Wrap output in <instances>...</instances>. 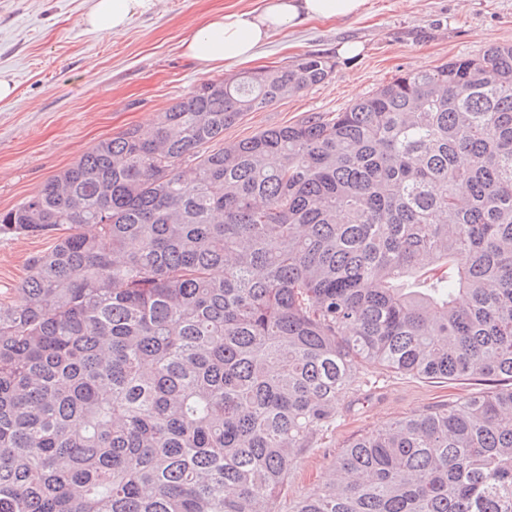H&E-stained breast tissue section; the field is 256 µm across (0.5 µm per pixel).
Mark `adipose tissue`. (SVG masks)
I'll use <instances>...</instances> for the list:
<instances>
[{
	"instance_id": "obj_1",
	"label": "adipose tissue",
	"mask_w": 512,
	"mask_h": 512,
	"mask_svg": "<svg viewBox=\"0 0 512 512\" xmlns=\"http://www.w3.org/2000/svg\"><path fill=\"white\" fill-rule=\"evenodd\" d=\"M368 0H263L262 7L231 11L196 27L183 42V53L201 71L230 70L253 61L279 31L313 19L361 16ZM154 0H93L83 22L88 29L118 34Z\"/></svg>"
}]
</instances>
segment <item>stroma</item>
Masks as SVG:
<instances>
[{"label": "stroma", "instance_id": "35a3bbf8", "mask_svg": "<svg viewBox=\"0 0 512 512\" xmlns=\"http://www.w3.org/2000/svg\"><path fill=\"white\" fill-rule=\"evenodd\" d=\"M259 0H155L122 33L87 31L92 0H0V74L17 89L0 101V210L36 193L95 142L146 126L178 98L224 72H199L181 43L213 14L249 10ZM357 42L354 57L340 45ZM492 44H512V0H369L365 16L316 20L272 36L258 67L280 66L318 52L333 63L329 78L246 113L224 131L232 143L337 112L397 76L432 68ZM45 237L0 235V302L19 303L17 288ZM337 407L336 429L288 481L286 503L319 490L337 452L358 434L488 389L485 381L437 383L361 368Z\"/></svg>", "mask_w": 512, "mask_h": 512}]
</instances>
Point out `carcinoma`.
<instances>
[{
    "label": "carcinoma",
    "mask_w": 512,
    "mask_h": 512,
    "mask_svg": "<svg viewBox=\"0 0 512 512\" xmlns=\"http://www.w3.org/2000/svg\"><path fill=\"white\" fill-rule=\"evenodd\" d=\"M303 54L98 141L0 232V512H281L366 365L468 394L367 432L290 512H512V44L224 143ZM51 243V239L45 237L0 235V302L17 304L21 301L16 288L26 274L28 259L45 251Z\"/></svg>",
    "instance_id": "carcinoma-1"
}]
</instances>
